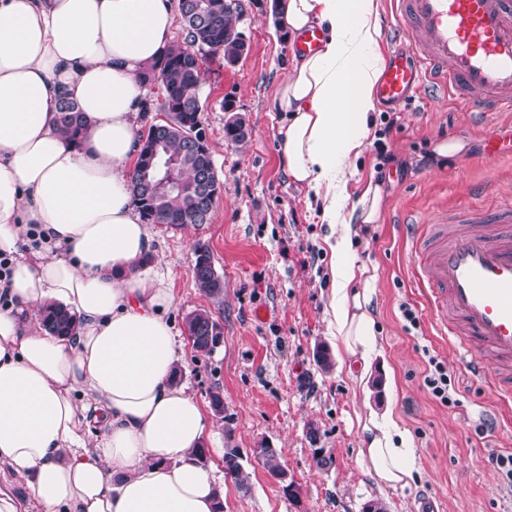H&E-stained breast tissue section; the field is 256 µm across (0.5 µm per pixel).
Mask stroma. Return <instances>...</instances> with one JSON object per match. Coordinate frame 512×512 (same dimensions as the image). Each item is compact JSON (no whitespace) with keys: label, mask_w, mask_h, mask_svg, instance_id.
<instances>
[{"label":"stroma","mask_w":512,"mask_h":512,"mask_svg":"<svg viewBox=\"0 0 512 512\" xmlns=\"http://www.w3.org/2000/svg\"><path fill=\"white\" fill-rule=\"evenodd\" d=\"M241 3L247 54L229 68L220 57L203 65L201 121L223 193L209 223L153 225L156 259L148 265L173 290L169 321L182 344L179 380L211 419L205 462L223 466L228 448L240 454V478L224 480V512H361L372 500L387 512H415L426 492L440 496L442 512H502L512 502V483L490 458L512 454V428L485 430L492 397L469 375L465 358L434 336L412 282L411 245L395 222L407 212L424 224L455 222L463 207L487 220L506 207L512 159L490 157L484 146L490 135L512 131V120L490 114L477 125L466 109L430 95L392 110L377 107L374 138L356 160L349 189L355 199L368 183L382 189L379 222L363 226L351 246L376 276L369 308L377 336L369 373L350 379L338 370L344 352L326 334L332 257L324 239L331 228L308 203L306 188L290 180L278 151L285 115L271 100L287 77L292 39L277 28L275 0ZM226 98L249 128L245 143L224 134ZM450 139L465 142V152L426 160L435 143ZM381 144L396 157L385 177L377 169ZM202 244L224 277L216 298L193 278L194 249ZM260 304L269 310L262 321L253 316ZM407 308L417 325L405 320ZM196 310L210 312L223 329L222 344L209 356L187 337L185 319ZM323 347L325 365L316 359ZM433 360L447 370L456 405L441 404L425 387ZM215 391L224 397L220 414L211 406ZM372 413L382 423L394 420L412 441L414 479L405 488L376 484L357 456ZM262 446L276 449L286 482L258 461Z\"/></svg>","instance_id":"obj_1"}]
</instances>
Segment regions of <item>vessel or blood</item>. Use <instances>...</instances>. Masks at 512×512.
Returning a JSON list of instances; mask_svg holds the SVG:
<instances>
[{
	"label": "vessel or blood",
	"mask_w": 512,
	"mask_h": 512,
	"mask_svg": "<svg viewBox=\"0 0 512 512\" xmlns=\"http://www.w3.org/2000/svg\"><path fill=\"white\" fill-rule=\"evenodd\" d=\"M398 43L376 85L386 106L408 105L433 86L471 118L512 112V0H392ZM416 260L413 278L441 336L512 421V208L495 226L400 221Z\"/></svg>",
	"instance_id": "vessel-or-blood-1"
}]
</instances>
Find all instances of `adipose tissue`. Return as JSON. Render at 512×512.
I'll list each match as a JSON object with an SVG mask.
<instances>
[{
	"instance_id": "ef3b65f1",
	"label": "adipose tissue",
	"mask_w": 512,
	"mask_h": 512,
	"mask_svg": "<svg viewBox=\"0 0 512 512\" xmlns=\"http://www.w3.org/2000/svg\"><path fill=\"white\" fill-rule=\"evenodd\" d=\"M378 15L379 0H281L291 36L317 28L323 39L292 58L272 98L288 115L286 172L331 227L327 330L362 371L372 278L351 242L379 221L381 192L348 198L373 132ZM174 25L170 0H0V255L12 261L0 279V512H215L224 498L195 456L209 420L175 379L174 297L144 267L153 232L130 190L141 75ZM63 97L86 123L80 143L59 132ZM49 305L77 314L74 335L42 330ZM410 448L375 422L358 456L377 484L403 488Z\"/></svg>"
}]
</instances>
